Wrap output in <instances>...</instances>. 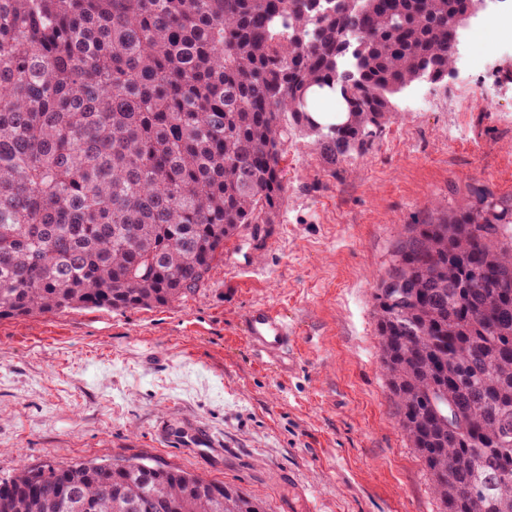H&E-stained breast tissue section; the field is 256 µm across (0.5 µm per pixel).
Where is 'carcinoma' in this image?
<instances>
[{"label":"carcinoma","mask_w":512,"mask_h":512,"mask_svg":"<svg viewBox=\"0 0 512 512\" xmlns=\"http://www.w3.org/2000/svg\"><path fill=\"white\" fill-rule=\"evenodd\" d=\"M474 0H0V320L171 304L276 223L295 132L334 164L448 77ZM342 100L322 124L311 88ZM399 423L444 512H512V199L409 224L375 297ZM453 406L462 426L440 415ZM0 512H264L142 458L0 481Z\"/></svg>","instance_id":"obj_1"}]
</instances>
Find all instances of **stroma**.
Segmentation results:
<instances>
[{"label": "stroma", "instance_id": "35a3bbf8", "mask_svg": "<svg viewBox=\"0 0 512 512\" xmlns=\"http://www.w3.org/2000/svg\"><path fill=\"white\" fill-rule=\"evenodd\" d=\"M485 21L461 30L444 83L396 96L364 153L330 167L294 135L276 223L262 245L227 242L205 287L162 307L0 320V481L136 457L236 486L266 512H289L296 488L315 492L317 512H442L398 423L374 293L405 225L458 208L471 182L512 195V32L473 65ZM258 304L295 324L287 358L243 338ZM179 418L210 429L223 456L161 439Z\"/></svg>", "mask_w": 512, "mask_h": 512}]
</instances>
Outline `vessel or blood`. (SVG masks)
Wrapping results in <instances>:
<instances>
[{
	"label": "vessel or blood",
	"mask_w": 512,
	"mask_h": 512,
	"mask_svg": "<svg viewBox=\"0 0 512 512\" xmlns=\"http://www.w3.org/2000/svg\"><path fill=\"white\" fill-rule=\"evenodd\" d=\"M242 333L256 351L278 356L287 352L292 345L296 330L281 309L258 305L245 315ZM177 433L185 447L200 449L208 455L220 450L210 432L195 422H182L177 427Z\"/></svg>",
	"instance_id": "vessel-or-blood-1"
}]
</instances>
